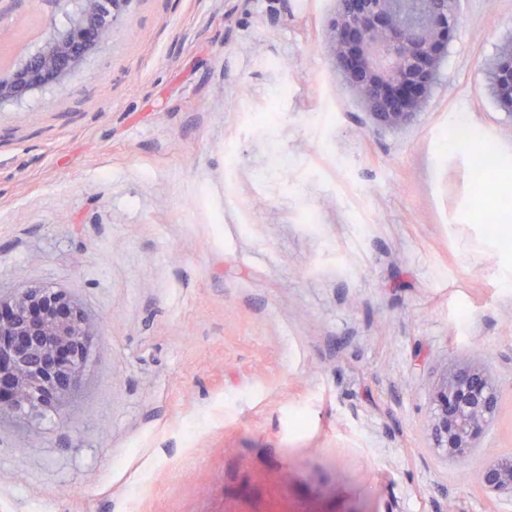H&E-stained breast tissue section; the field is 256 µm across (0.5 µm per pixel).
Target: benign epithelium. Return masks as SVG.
Wrapping results in <instances>:
<instances>
[{
    "label": "benign epithelium",
    "mask_w": 512,
    "mask_h": 512,
    "mask_svg": "<svg viewBox=\"0 0 512 512\" xmlns=\"http://www.w3.org/2000/svg\"><path fill=\"white\" fill-rule=\"evenodd\" d=\"M128 0H76L68 25L15 68L0 69V106L29 93L64 87L104 44ZM460 26L458 0H337L328 33L335 67L377 128L400 130L423 109L448 44ZM498 105L512 112V48L496 63ZM95 323L68 294L28 288L0 296V420L61 406L80 387ZM502 393L486 365L458 362L439 379L433 428L443 455L463 463L477 455L498 420ZM476 481L512 498V453L497 454Z\"/></svg>",
    "instance_id": "7a95c632"
}]
</instances>
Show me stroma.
I'll list each match as a JSON object with an SVG mask.
<instances>
[{
	"label": "stroma",
	"instance_id": "1",
	"mask_svg": "<svg viewBox=\"0 0 512 512\" xmlns=\"http://www.w3.org/2000/svg\"><path fill=\"white\" fill-rule=\"evenodd\" d=\"M335 13L127 0L66 87L0 106V294L60 290L99 320L73 398L0 422V512H512L474 478L512 452V212L485 224L512 190L470 179L484 144L512 164L490 85L512 0H459L398 131L343 85ZM34 21L66 10L0 0V31ZM460 121L475 142H443ZM468 358L503 403L451 464L432 394Z\"/></svg>",
	"mask_w": 512,
	"mask_h": 512
}]
</instances>
